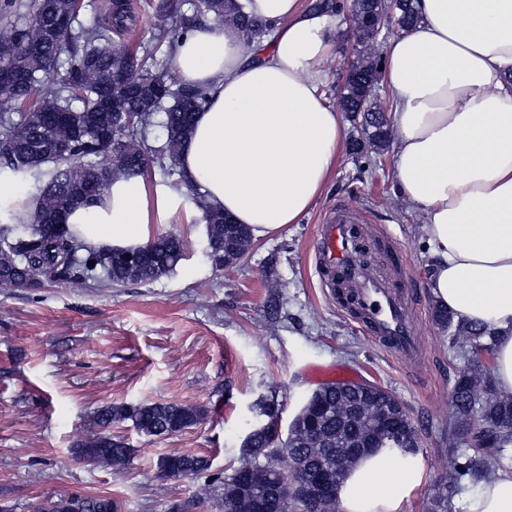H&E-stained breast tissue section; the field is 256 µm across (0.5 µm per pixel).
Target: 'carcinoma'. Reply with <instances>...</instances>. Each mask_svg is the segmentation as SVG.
I'll use <instances>...</instances> for the list:
<instances>
[{"mask_svg":"<svg viewBox=\"0 0 512 512\" xmlns=\"http://www.w3.org/2000/svg\"><path fill=\"white\" fill-rule=\"evenodd\" d=\"M193 16L174 24V0H0V25L10 30L6 42L21 48L32 42L41 54L0 59L10 64L16 77L0 84V166L15 176L46 179L40 193L23 202L0 223V285L13 287L32 274L55 284L80 288H106L126 283L149 284L173 273L184 257V243L174 234L157 237L140 249H95L85 245L73 232L58 225L78 207H90L101 200L112 183L148 174L151 162L169 161L167 174L175 173L184 141L190 135L195 116L206 104L203 91L183 84L173 67L178 43L204 18L217 27H230L247 44L262 43L273 31L272 23L257 20L245 11L240 0H191ZM94 9L93 23L80 17ZM318 9H348L363 20L354 31V53L339 90L336 106L350 122L361 128L365 141L353 143V150L369 145L386 149L389 122L382 107L381 67L373 49L378 28L391 22L398 32L417 23L413 0H401L395 15L388 17L384 0H351L345 7L328 0L315 3ZM153 20L148 42L133 41L140 14ZM67 60L60 61L61 54ZM52 80L57 92L52 97L35 95L40 76ZM122 102L121 111L140 112L142 119L129 125L117 124L120 135L112 141V163L101 164L103 141L100 130L113 124V112L105 107L107 91ZM166 128L165 142L154 150L155 158L140 142L157 117ZM196 205L207 229V256L216 268L238 264L249 251L252 235L243 224H228L224 210L196 194ZM470 351H491L488 328L457 324ZM490 383L469 369L460 375L452 392L455 427L465 433L479 409L483 426L475 436V456L456 469L455 482L475 485L500 464L512 447V396L496 391L483 393L481 383ZM353 392L339 383H326L312 392L294 416L286 438L275 435L280 408L274 399L257 405L260 420L251 427L242 445L243 461L224 478V512H255L264 499L269 512H300L299 498H288V483L260 460H269L288 450L303 464L327 465L332 480L340 482L348 470H336V458L345 448L371 431L377 432L375 450L386 448L402 458L416 455L410 443L414 425L401 403L390 398L381 417L360 424L347 416ZM204 409L173 402L137 405L111 404L97 411V431L75 450L78 458L119 469L134 449L112 435V424L131 421L147 436L166 437L199 424ZM157 469L183 477L200 474L209 461L188 453L164 454ZM63 512H114L112 498L71 497Z\"/></svg>","mask_w":512,"mask_h":512,"instance_id":"carcinoma-1","label":"carcinoma"}]
</instances>
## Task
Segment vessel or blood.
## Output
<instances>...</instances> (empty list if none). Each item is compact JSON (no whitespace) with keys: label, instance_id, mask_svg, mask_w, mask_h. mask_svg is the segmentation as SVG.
<instances>
[{"label":"vessel or blood","instance_id":"1","mask_svg":"<svg viewBox=\"0 0 512 512\" xmlns=\"http://www.w3.org/2000/svg\"><path fill=\"white\" fill-rule=\"evenodd\" d=\"M361 229L343 205L325 212L318 227L314 259L322 288L352 289V312L364 327L393 351L410 356L415 348L412 327L401 302L386 282L368 277L356 262Z\"/></svg>","mask_w":512,"mask_h":512}]
</instances>
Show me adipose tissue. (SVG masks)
Wrapping results in <instances>:
<instances>
[{
  "label": "adipose tissue",
  "mask_w": 512,
  "mask_h": 512,
  "mask_svg": "<svg viewBox=\"0 0 512 512\" xmlns=\"http://www.w3.org/2000/svg\"><path fill=\"white\" fill-rule=\"evenodd\" d=\"M242 2L274 22L269 48L211 25L178 44L180 79L207 94L180 169L264 237L299 223L340 159L343 114L322 87L345 24L302 0ZM415 10L417 24L385 46L395 180L423 216L437 305L494 332V381L512 394V0H416ZM182 202L148 178L121 179L68 224L88 246L138 248ZM419 480L417 463L378 451L340 483V510L399 512ZM469 509L512 512V466L483 480Z\"/></svg>",
  "instance_id": "1"
}]
</instances>
